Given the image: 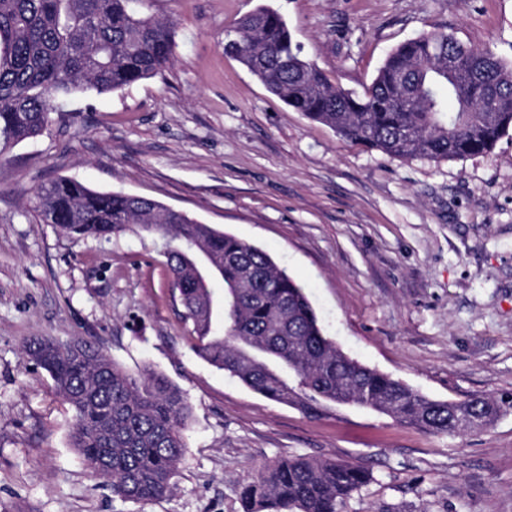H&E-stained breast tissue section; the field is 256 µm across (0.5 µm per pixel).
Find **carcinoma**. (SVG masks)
Here are the masks:
<instances>
[{"instance_id": "1", "label": "carcinoma", "mask_w": 512, "mask_h": 512, "mask_svg": "<svg viewBox=\"0 0 512 512\" xmlns=\"http://www.w3.org/2000/svg\"><path fill=\"white\" fill-rule=\"evenodd\" d=\"M151 0H0V155L41 135L75 92L109 93L173 63L176 23ZM233 54L289 108L386 154L428 160L487 153L512 131V62L429 31L398 45L360 92L330 82L283 16L260 7L236 24ZM455 102L447 111L445 99ZM491 101L489 120L480 112ZM416 129L412 140L401 136ZM32 211L73 238H107L130 226L166 241L167 268L194 349L214 368L286 406L325 403L388 416L433 434L483 430L501 405L474 395L427 398L345 355L323 334L304 288L261 248L156 200L100 191L72 178L41 187ZM27 361L51 376L73 411L71 446L112 494L142 502L175 488L190 408L155 372L127 371L96 342L36 339ZM371 474L352 462L296 456L261 468L238 492L241 512H344Z\"/></svg>"}]
</instances>
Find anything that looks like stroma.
<instances>
[{
	"label": "stroma",
	"instance_id": "obj_1",
	"mask_svg": "<svg viewBox=\"0 0 512 512\" xmlns=\"http://www.w3.org/2000/svg\"><path fill=\"white\" fill-rule=\"evenodd\" d=\"M277 9L332 83L361 90L400 43L443 29L512 60V0H154L177 21L162 76L65 100L0 157V512H240L238 488L299 455L358 462L344 512H512V136L429 161L351 142L288 109L224 53ZM72 177L154 199L267 251L350 357L435 400L502 401L489 428L433 435L359 408L268 400L197 357L162 240L70 238L31 210ZM101 344L192 409L169 497H114L68 443L73 414L23 348Z\"/></svg>",
	"mask_w": 512,
	"mask_h": 512
}]
</instances>
